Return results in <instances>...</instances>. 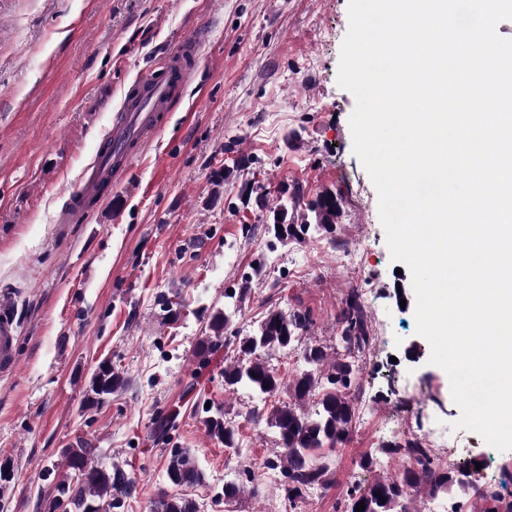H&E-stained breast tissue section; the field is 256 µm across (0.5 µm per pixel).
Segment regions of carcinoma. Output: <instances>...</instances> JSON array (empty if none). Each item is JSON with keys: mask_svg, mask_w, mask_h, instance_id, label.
Here are the masks:
<instances>
[{"mask_svg": "<svg viewBox=\"0 0 512 512\" xmlns=\"http://www.w3.org/2000/svg\"><path fill=\"white\" fill-rule=\"evenodd\" d=\"M255 203L266 214V232L271 235L268 249L272 252L279 244L302 241L311 229L333 234L342 214L341 198L327 189L307 201L302 188L296 186L289 195L279 196L274 204L262 195L256 197ZM247 296L246 287L224 293V311L212 314L209 321L213 339L203 343L198 357L204 364L219 344L235 345L234 360L224 366V390L231 393L246 389L266 399L288 387L290 403L272 408L264 417L256 414L254 419L265 420L278 436L280 452L268 464L280 469L284 497L293 509L310 490L323 488L331 481L330 458L347 443L362 394L356 361L373 348L375 336L361 295L355 289L348 294L337 316L336 351L332 353L318 341H304V333L311 325L306 312L270 309L256 329L242 336L230 330V323L232 314L241 309ZM276 353L298 355L299 369L287 385L269 363ZM126 384L121 371L108 363L101 364L91 378L87 406H99ZM312 398L316 402L311 412L306 404ZM204 413L208 435L226 448L238 447V429L224 419V410L210 407ZM380 452L404 456L409 462L395 476L378 478L366 487L353 484L344 497L342 512H355L361 501L364 512H417L413 507L414 489L426 490L432 496L473 497L485 504L483 512H512L511 498L502 496L492 486L478 484L470 471L441 460L421 438L412 436L387 442ZM96 456V448L81 442L67 449L66 466L75 471L80 462ZM167 477L176 480L178 486L201 480L195 465L176 448L170 452ZM250 482L251 470L245 468L238 478L224 482V499L238 497ZM133 487L134 483L119 466H99L84 477L75 474L59 481L50 502L61 512H105V506L114 507L120 502L113 494L128 495ZM153 512H196V508L185 498L163 492L155 501Z\"/></svg>", "mask_w": 512, "mask_h": 512, "instance_id": "cac0c4a2", "label": "carcinoma"}]
</instances>
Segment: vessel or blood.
<instances>
[{"label": "vessel or blood", "mask_w": 512, "mask_h": 512, "mask_svg": "<svg viewBox=\"0 0 512 512\" xmlns=\"http://www.w3.org/2000/svg\"><path fill=\"white\" fill-rule=\"evenodd\" d=\"M202 42L187 40L168 54L165 75L144 77L135 85V96L126 97L94 161L84 170L79 186L70 193L67 206L60 216L61 223H83L92 212V203L101 195L103 181L118 182L129 162L154 138L167 112L174 107L176 91L186 80L187 57L198 56ZM17 312L11 300L0 299V373L13 372L17 367Z\"/></svg>", "instance_id": "obj_1"}]
</instances>
